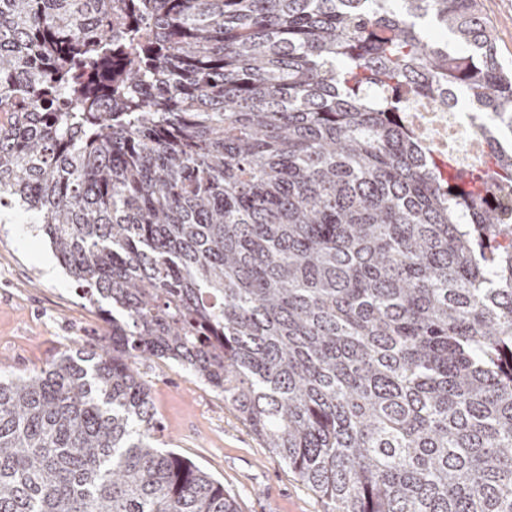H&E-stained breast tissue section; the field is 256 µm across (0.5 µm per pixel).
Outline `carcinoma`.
Listing matches in <instances>:
<instances>
[{"instance_id":"cac0c4a2","label":"carcinoma","mask_w":512,"mask_h":512,"mask_svg":"<svg viewBox=\"0 0 512 512\" xmlns=\"http://www.w3.org/2000/svg\"><path fill=\"white\" fill-rule=\"evenodd\" d=\"M487 112L479 0H0V207L110 331L0 378V512H239L139 364L224 394L327 512H512V221L400 100Z\"/></svg>"}]
</instances>
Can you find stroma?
<instances>
[{"label": "stroma", "mask_w": 512, "mask_h": 512, "mask_svg": "<svg viewBox=\"0 0 512 512\" xmlns=\"http://www.w3.org/2000/svg\"><path fill=\"white\" fill-rule=\"evenodd\" d=\"M499 56L512 65V0H482ZM47 240L22 211L0 209V376L39 372L96 342L108 325L63 267L47 273ZM164 424V445L223 483L240 512H324L318 496L219 392L168 361L140 367Z\"/></svg>", "instance_id": "stroma-1"}]
</instances>
